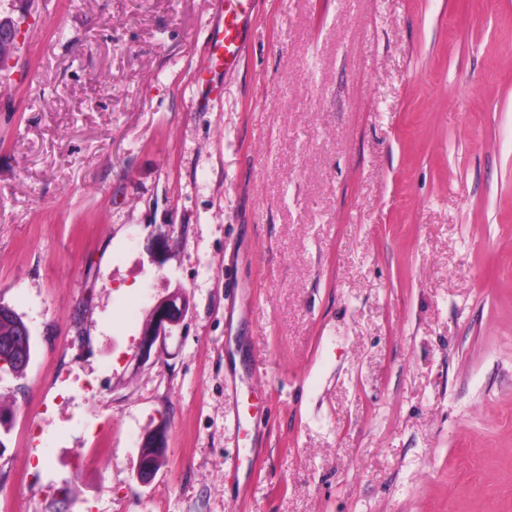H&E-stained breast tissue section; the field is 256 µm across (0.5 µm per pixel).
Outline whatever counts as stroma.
<instances>
[{
    "instance_id": "35a3bbf8",
    "label": "stroma",
    "mask_w": 512,
    "mask_h": 512,
    "mask_svg": "<svg viewBox=\"0 0 512 512\" xmlns=\"http://www.w3.org/2000/svg\"><path fill=\"white\" fill-rule=\"evenodd\" d=\"M219 18L0 0V512H512V0ZM234 2L240 4L241 9L245 13L253 3V0H225L222 26L217 29L216 34L208 41L211 57L221 60L224 64V69L233 67L240 62L246 45L240 26L241 12L235 8ZM189 311V301L182 291L158 301L150 310L148 327L143 330L136 354L138 365L144 366L150 359L155 347L164 345L167 337L172 336L175 327L180 325ZM8 309L7 313L2 311L0 315V372L20 378L30 361L22 363L15 347L26 324L13 309ZM164 427H159L151 431L141 444V462H146L154 472L148 468H137L136 477L140 483L147 484L153 479V475L157 472L165 461L166 446H158L154 444V436L157 432H164Z\"/></svg>"
}]
</instances>
